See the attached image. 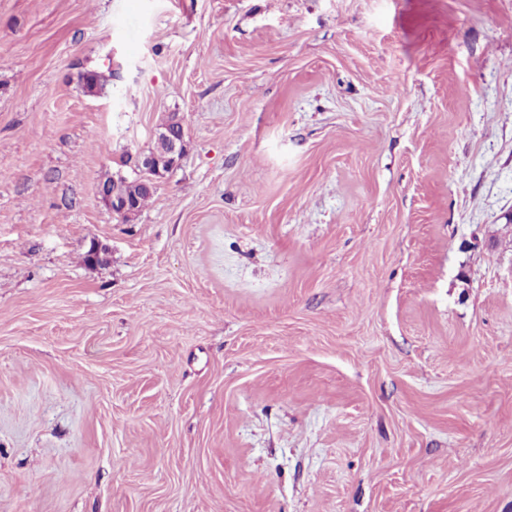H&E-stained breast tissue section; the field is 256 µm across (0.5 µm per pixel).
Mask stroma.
I'll return each mask as SVG.
<instances>
[{
  "mask_svg": "<svg viewBox=\"0 0 512 512\" xmlns=\"http://www.w3.org/2000/svg\"><path fill=\"white\" fill-rule=\"evenodd\" d=\"M509 212L512 0H0V512H512ZM177 131L178 127H175L174 131L166 134L168 145L164 157L157 158L148 155L144 156L139 162L143 174L151 183H154V181L173 169L181 159L183 153V139ZM98 195L101 202L123 222H129L136 215L137 209L133 199L120 192L117 188L110 189L100 185Z\"/></svg>",
  "mask_w": 512,
  "mask_h": 512,
  "instance_id": "stroma-1",
  "label": "stroma"
}]
</instances>
